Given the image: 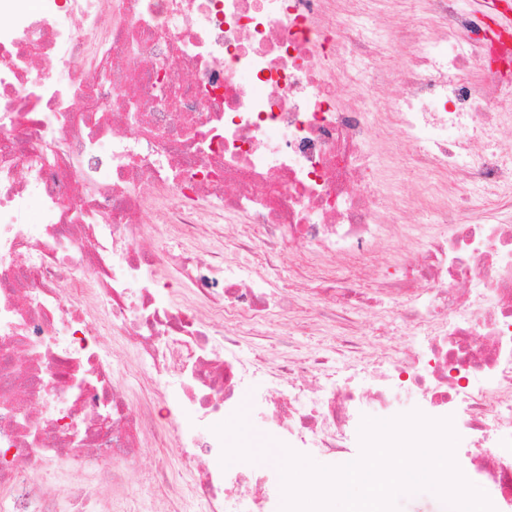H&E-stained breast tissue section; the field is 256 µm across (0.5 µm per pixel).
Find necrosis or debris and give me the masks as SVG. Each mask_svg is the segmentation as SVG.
Returning <instances> with one entry per match:
<instances>
[{"instance_id": "1", "label": "necrosis or debris", "mask_w": 512, "mask_h": 512, "mask_svg": "<svg viewBox=\"0 0 512 512\" xmlns=\"http://www.w3.org/2000/svg\"><path fill=\"white\" fill-rule=\"evenodd\" d=\"M373 2L0 0V512H123L126 462L166 444L170 377L188 475L156 467L158 512H233L202 461L220 460L213 427L260 370L270 440L339 460L355 405L385 419L423 393L472 434V474L512 512V31L456 0L377 17ZM159 69L173 104L153 101ZM409 169L422 179L404 195ZM425 206L447 236L411 223ZM397 239L409 248L387 254ZM383 254L393 275L366 287ZM163 272L184 302L159 297ZM375 309L404 339L386 380L354 388L336 367ZM228 323L249 325L256 361ZM279 324L339 346L275 352ZM112 335L135 364L113 362ZM65 470L85 483L50 492Z\"/></svg>"}]
</instances>
